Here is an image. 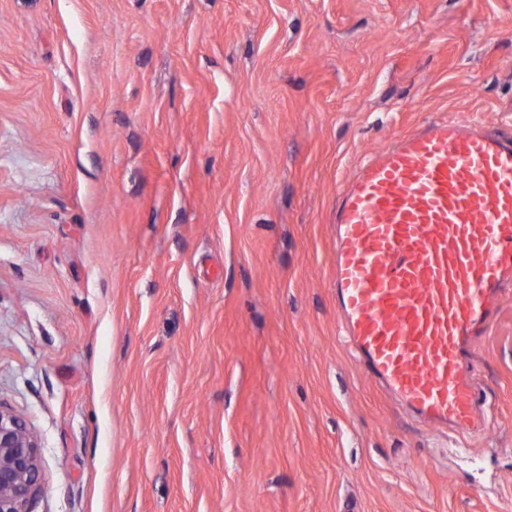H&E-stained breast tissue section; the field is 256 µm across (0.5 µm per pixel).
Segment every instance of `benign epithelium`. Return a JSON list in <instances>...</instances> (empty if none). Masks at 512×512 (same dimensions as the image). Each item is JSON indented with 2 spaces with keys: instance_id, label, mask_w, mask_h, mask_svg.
I'll list each match as a JSON object with an SVG mask.
<instances>
[{
  "instance_id": "1",
  "label": "benign epithelium",
  "mask_w": 512,
  "mask_h": 512,
  "mask_svg": "<svg viewBox=\"0 0 512 512\" xmlns=\"http://www.w3.org/2000/svg\"><path fill=\"white\" fill-rule=\"evenodd\" d=\"M42 488L36 436L18 415L0 408V512H30Z\"/></svg>"
}]
</instances>
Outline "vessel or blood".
<instances>
[{
  "label": "vessel or blood",
  "mask_w": 512,
  "mask_h": 512,
  "mask_svg": "<svg viewBox=\"0 0 512 512\" xmlns=\"http://www.w3.org/2000/svg\"><path fill=\"white\" fill-rule=\"evenodd\" d=\"M336 306L368 371L417 416L466 426V347L512 276V136L429 123L342 187Z\"/></svg>",
  "instance_id": "1"
}]
</instances>
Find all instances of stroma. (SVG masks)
Segmentation results:
<instances>
[{
  "label": "stroma",
  "instance_id": "obj_1",
  "mask_svg": "<svg viewBox=\"0 0 512 512\" xmlns=\"http://www.w3.org/2000/svg\"><path fill=\"white\" fill-rule=\"evenodd\" d=\"M512 132V0H0V407L32 512H512V282L464 430L354 353L342 184ZM42 488L36 436L18 415L0 407V512H31Z\"/></svg>",
  "mask_w": 512,
  "mask_h": 512
}]
</instances>
